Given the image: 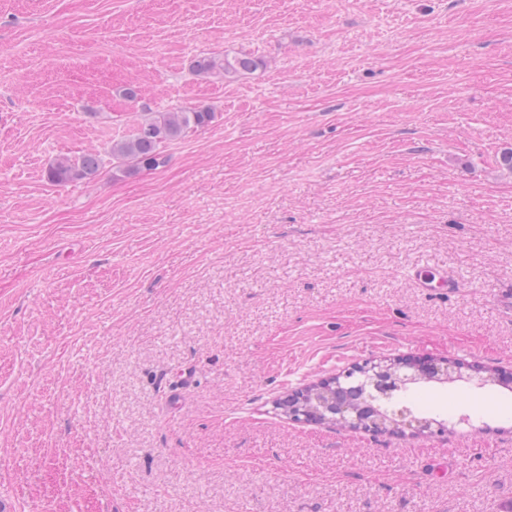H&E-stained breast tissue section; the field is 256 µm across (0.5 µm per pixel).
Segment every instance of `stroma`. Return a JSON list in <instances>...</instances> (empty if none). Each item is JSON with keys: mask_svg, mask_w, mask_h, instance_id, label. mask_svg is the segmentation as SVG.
I'll list each match as a JSON object with an SVG mask.
<instances>
[{"mask_svg": "<svg viewBox=\"0 0 512 512\" xmlns=\"http://www.w3.org/2000/svg\"><path fill=\"white\" fill-rule=\"evenodd\" d=\"M200 107L156 167L47 177ZM509 151L512 0H0V512H507L512 389L426 383L476 423L442 436L278 404L389 358L512 372ZM262 64L258 57L239 55L233 58L228 56H199L192 62V69L197 75L214 77L222 80H234ZM102 167V160L87 154L76 159L63 157L58 159L48 170V179L57 184L72 183L90 179ZM414 276L421 288H439L441 291L456 293L463 287L457 275L448 270V267L423 266L417 269Z\"/></svg>", "mask_w": 512, "mask_h": 512, "instance_id": "1", "label": "stroma"}]
</instances>
